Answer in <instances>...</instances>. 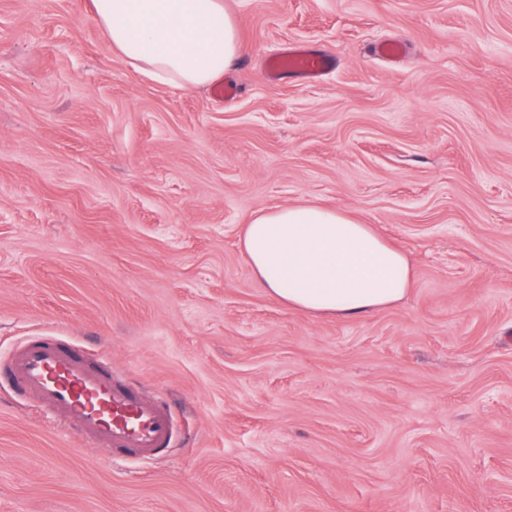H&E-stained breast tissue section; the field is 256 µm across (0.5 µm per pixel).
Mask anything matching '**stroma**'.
Returning <instances> with one entry per match:
<instances>
[{
    "instance_id": "1",
    "label": "stroma",
    "mask_w": 512,
    "mask_h": 512,
    "mask_svg": "<svg viewBox=\"0 0 512 512\" xmlns=\"http://www.w3.org/2000/svg\"><path fill=\"white\" fill-rule=\"evenodd\" d=\"M224 8L229 101L136 73L91 0H0V359L64 337L176 427L115 460L0 386V512H512V0ZM291 43L333 67L269 80ZM297 204L400 249L406 297L271 299L241 234Z\"/></svg>"
}]
</instances>
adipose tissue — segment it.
<instances>
[{
  "label": "adipose tissue",
  "instance_id": "adipose-tissue-1",
  "mask_svg": "<svg viewBox=\"0 0 512 512\" xmlns=\"http://www.w3.org/2000/svg\"><path fill=\"white\" fill-rule=\"evenodd\" d=\"M113 49L140 74L204 88L239 55L224 0H92ZM243 251L261 288L310 314L357 317L401 301L411 273L404 254L344 211L309 204L257 212Z\"/></svg>",
  "mask_w": 512,
  "mask_h": 512
}]
</instances>
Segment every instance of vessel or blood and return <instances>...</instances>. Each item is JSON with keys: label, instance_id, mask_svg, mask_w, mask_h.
<instances>
[{"label": "vessel or blood", "instance_id": "obj_1", "mask_svg": "<svg viewBox=\"0 0 512 512\" xmlns=\"http://www.w3.org/2000/svg\"><path fill=\"white\" fill-rule=\"evenodd\" d=\"M270 65L275 72L314 78L331 60L292 48L273 57ZM5 376L18 394L36 396L43 407L77 427L82 440L97 443L109 456L152 458L173 440L165 404L119 379L111 363L91 360L57 337H37L18 347Z\"/></svg>", "mask_w": 512, "mask_h": 512}]
</instances>
